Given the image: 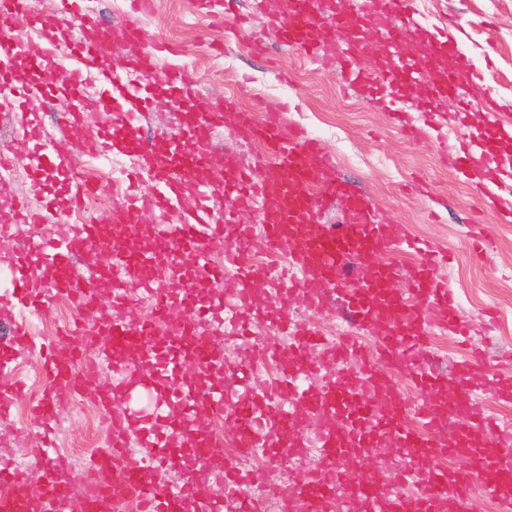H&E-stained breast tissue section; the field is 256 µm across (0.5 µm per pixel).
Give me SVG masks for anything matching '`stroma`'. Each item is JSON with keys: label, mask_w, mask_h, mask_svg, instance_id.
<instances>
[{"label": "stroma", "mask_w": 512, "mask_h": 512, "mask_svg": "<svg viewBox=\"0 0 512 512\" xmlns=\"http://www.w3.org/2000/svg\"><path fill=\"white\" fill-rule=\"evenodd\" d=\"M275 0H230L231 14L248 23L221 28L198 8L197 0H155L144 26L157 39L181 44L182 64L197 76L195 104L206 109L232 96L254 105L284 103L286 123L302 128L336 157L338 176L368 193L413 236L442 241L453 254L438 274L458 297L459 311L480 328L486 306H495L499 321L512 324V220L486 202L478 187L443 168L436 148L410 143L393 124L378 94L343 87L338 71L287 51L267 28L265 16ZM417 19L425 27L443 26L457 16L461 44L482 74L496 73L504 112L512 114V0H416ZM264 41L266 56L253 54L251 43ZM224 47L215 56L213 45ZM442 133L454 142L459 130L477 135L487 121L483 113L463 110L454 100L438 103ZM426 181L425 195L407 192L412 179ZM485 224L493 238L495 258L486 265L471 251L467 226Z\"/></svg>", "instance_id": "obj_1"}]
</instances>
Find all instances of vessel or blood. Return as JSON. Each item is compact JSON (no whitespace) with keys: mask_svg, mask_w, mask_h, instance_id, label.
<instances>
[{"mask_svg":"<svg viewBox=\"0 0 512 512\" xmlns=\"http://www.w3.org/2000/svg\"><path fill=\"white\" fill-rule=\"evenodd\" d=\"M60 5L90 37L67 41L56 16L34 13L31 0H0L1 14L38 33L34 40L0 39V86L11 85L15 63L25 61L26 96L34 100L46 92V63L56 50L67 47L74 62L62 91L60 135L49 136L37 118L24 125L37 148L29 168L36 176L59 177L63 201L77 203L94 191L77 171V155L133 156L137 165L127 176L151 189L117 202L100 220L54 226V205L32 211L10 182L0 181V199L8 203L0 269L10 272L13 285L11 294L0 297V322L9 327L0 342V371L28 349V315L49 312L58 296L69 298L86 323L79 335L65 332L39 345L45 389L31 414L44 435L24 468L9 453V439L0 436V512H112L113 501L128 493L138 498L140 512H263L250 490L266 474L241 471L237 460L260 451L280 461L296 459L313 443L320 448L318 464L277 489L280 512L300 505L306 512H439L447 503L466 512L477 492L495 497L500 512H512V425L488 409L512 398V377L489 362L485 341L473 338L455 295L438 277L447 248L414 243L406 225L339 180L334 157L317 139L286 126L280 104L246 111L228 99L207 112L183 113L178 133L145 139L146 112L192 101L197 86L187 66L159 71L158 59L169 47L141 22L153 0H129L108 26L86 10L85 0ZM415 15V0H342L330 16L316 9L315 0H279L268 24L284 46L323 66H341L347 85L361 88L378 78L361 64L372 46L357 38L358 30L372 29L397 55L413 36H422L420 67L396 65L388 75L402 95L429 111L450 98L483 112L491 126H511L512 114L501 111L496 90L483 83L472 56L452 34L425 30ZM117 39L135 48L122 65L112 62ZM86 68L95 71L111 109L88 107L81 89ZM434 70L441 83L430 81ZM221 125L265 147L260 170L228 156L223 173L205 178L212 163L207 136ZM441 157L448 168L479 178L490 201L512 167L499 147L467 134L442 148ZM219 197L226 205L218 216L209 202ZM335 202L341 205L339 224L324 223ZM255 207L259 225L244 223L243 215ZM168 210L179 211L180 223L153 224L156 213ZM13 224L33 229L20 251L9 242ZM150 228L161 248L138 246ZM116 232L130 239L129 248L113 249ZM104 247L109 260L98 277L111 302L100 314L75 259ZM405 247L415 249L418 261L396 289L398 269L387 257ZM218 250L224 253L220 268L211 262ZM23 252L29 264L20 263ZM258 252L269 257L268 265L254 264ZM189 265L195 277L182 276ZM163 267L164 277L158 274ZM35 277L46 280V289L30 290ZM219 289L224 313L238 324L260 313L274 320L278 339L247 343L244 360L279 361L275 380L255 384L228 371L224 347L211 332V301ZM331 306L358 335L328 336L293 315ZM448 329L466 350L449 377L438 373L427 349L430 336ZM362 333L375 340V355L365 352ZM396 371L416 385L415 398L391 382ZM450 387L453 404L441 403ZM78 396L101 409L109 444L91 461L76 495L74 477L60 464L48 433L62 407ZM139 396L151 398L149 408L135 405ZM216 416L225 419L224 435L213 439L202 425ZM134 435L146 457L129 453ZM474 446L478 460L468 470L451 474L441 466L444 455ZM386 447L397 460L381 469L375 458ZM176 468L200 476L221 472L223 501L193 497L184 483L159 481L158 470Z\"/></svg>","mask_w":512,"mask_h":512,"instance_id":"b4317fda","label":"vessel or blood"}]
</instances>
